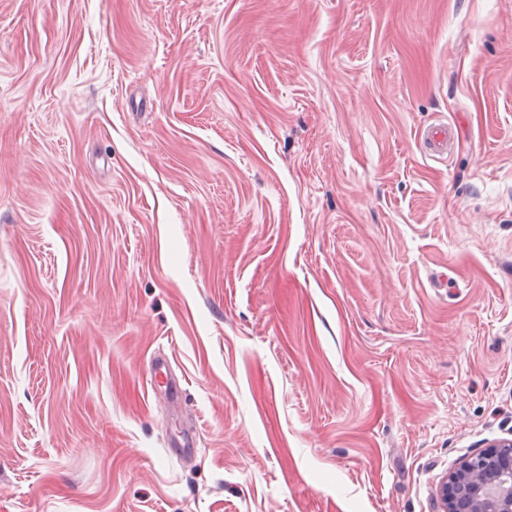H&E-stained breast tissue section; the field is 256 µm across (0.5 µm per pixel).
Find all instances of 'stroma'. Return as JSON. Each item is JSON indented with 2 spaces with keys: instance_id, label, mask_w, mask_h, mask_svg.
I'll return each instance as SVG.
<instances>
[{
  "instance_id": "1",
  "label": "stroma",
  "mask_w": 512,
  "mask_h": 512,
  "mask_svg": "<svg viewBox=\"0 0 512 512\" xmlns=\"http://www.w3.org/2000/svg\"><path fill=\"white\" fill-rule=\"evenodd\" d=\"M510 438L512 0H0V512H439ZM454 136L451 125L439 123L429 126L423 134V144L426 150L439 153L447 150Z\"/></svg>"
}]
</instances>
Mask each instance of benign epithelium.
<instances>
[{
    "mask_svg": "<svg viewBox=\"0 0 512 512\" xmlns=\"http://www.w3.org/2000/svg\"><path fill=\"white\" fill-rule=\"evenodd\" d=\"M441 512H512V439L492 443L440 482Z\"/></svg>",
    "mask_w": 512,
    "mask_h": 512,
    "instance_id": "7a95c632",
    "label": "benign epithelium"
}]
</instances>
